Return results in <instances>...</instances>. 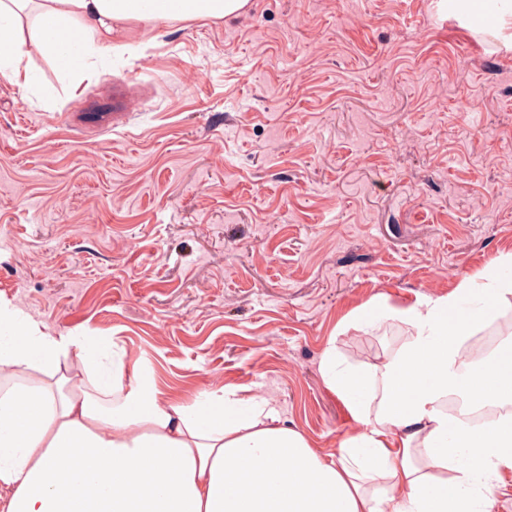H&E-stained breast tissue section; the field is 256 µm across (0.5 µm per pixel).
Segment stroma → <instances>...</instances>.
I'll return each instance as SVG.
<instances>
[{
  "label": "stroma",
  "mask_w": 512,
  "mask_h": 512,
  "mask_svg": "<svg viewBox=\"0 0 512 512\" xmlns=\"http://www.w3.org/2000/svg\"><path fill=\"white\" fill-rule=\"evenodd\" d=\"M512 253V13L249 0L127 22L112 58L0 71V301L94 330L178 390L269 397L324 455L354 430L319 364L378 365Z\"/></svg>",
  "instance_id": "stroma-1"
}]
</instances>
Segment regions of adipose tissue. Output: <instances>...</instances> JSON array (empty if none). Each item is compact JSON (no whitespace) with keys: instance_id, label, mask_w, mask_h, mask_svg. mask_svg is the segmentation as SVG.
Listing matches in <instances>:
<instances>
[{"instance_id":"adipose-tissue-1","label":"adipose tissue","mask_w":512,"mask_h":512,"mask_svg":"<svg viewBox=\"0 0 512 512\" xmlns=\"http://www.w3.org/2000/svg\"><path fill=\"white\" fill-rule=\"evenodd\" d=\"M249 0H0V70L20 85L33 57L72 72L112 55L136 20H220ZM512 254L456 293L394 311L381 300L339 328L393 318L413 333L376 367L335 342L326 387L355 423L317 452L271 402L234 387L176 394L144 359L91 332L52 335L0 303V512H491L512 472V415L487 428L448 414L449 394L512 400V359L466 371L461 340L512 300Z\"/></svg>"}]
</instances>
